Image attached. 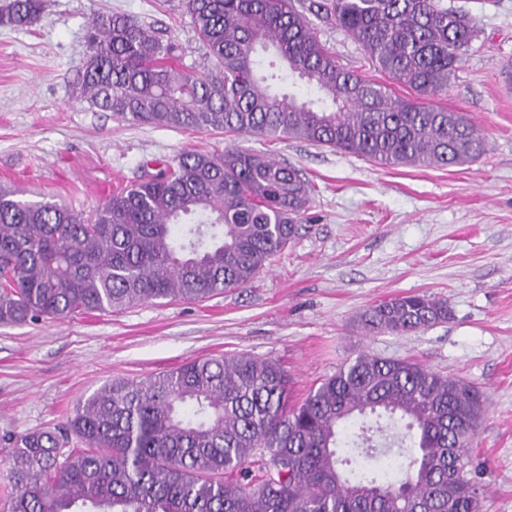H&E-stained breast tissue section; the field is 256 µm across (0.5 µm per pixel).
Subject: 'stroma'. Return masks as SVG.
<instances>
[{
	"mask_svg": "<svg viewBox=\"0 0 512 512\" xmlns=\"http://www.w3.org/2000/svg\"><path fill=\"white\" fill-rule=\"evenodd\" d=\"M167 31L183 67L208 69L183 0H44L41 18L0 23V188L84 216L113 191L185 150L234 146L294 167L312 189L295 238L246 287L203 302L157 300L112 312L0 326V469L9 436L64 424L117 379L201 358L250 355L291 377L302 398L343 362L369 352L408 359L482 395L469 449L481 512H512V0L471 6L478 32L433 105L485 136L463 166H381L308 141L172 129L113 117L71 96L88 26L100 12ZM345 68L385 82L331 22L313 23ZM409 294L447 300V322L406 335H366L369 306Z\"/></svg>",
	"mask_w": 512,
	"mask_h": 512,
	"instance_id": "35a3bbf8",
	"label": "stroma"
}]
</instances>
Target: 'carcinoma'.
I'll use <instances>...</instances> for the list:
<instances>
[{"label": "carcinoma", "instance_id": "carcinoma-1", "mask_svg": "<svg viewBox=\"0 0 512 512\" xmlns=\"http://www.w3.org/2000/svg\"><path fill=\"white\" fill-rule=\"evenodd\" d=\"M211 70L171 38L97 14L72 96L123 120L314 142L380 165L456 166L485 147L462 114L425 102L477 37L448 0H315L372 66L410 89L344 68L294 0H184ZM42 0H9L16 27ZM295 76L302 101L274 83ZM312 202L291 166L241 149L181 153L87 219L0 189V325L110 312L249 284L298 234ZM426 294L368 307L371 332L448 321ZM481 396L405 359L362 353L294 401L288 374L247 355L113 380L68 429L7 438L8 512H480L468 448ZM76 446H71V439Z\"/></svg>", "mask_w": 512, "mask_h": 512}]
</instances>
